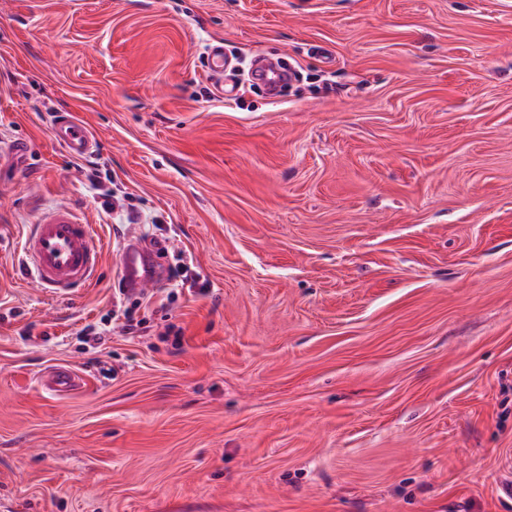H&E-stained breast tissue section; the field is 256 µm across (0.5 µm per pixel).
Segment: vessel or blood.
I'll use <instances>...</instances> for the list:
<instances>
[{
	"mask_svg": "<svg viewBox=\"0 0 512 512\" xmlns=\"http://www.w3.org/2000/svg\"><path fill=\"white\" fill-rule=\"evenodd\" d=\"M50 128L53 139L71 156L95 153V137L72 113H55ZM21 252L26 278L59 297L93 282L103 246L92 225L82 223L72 209L60 207L46 212L37 224L31 225ZM120 263L121 281L128 290L139 292L154 282L155 272L137 237L131 235L124 241ZM77 383L76 374L65 367L56 368L42 379L45 388L59 394L74 389Z\"/></svg>",
	"mask_w": 512,
	"mask_h": 512,
	"instance_id": "1",
	"label": "vessel or blood"
}]
</instances>
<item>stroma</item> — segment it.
Masks as SVG:
<instances>
[{"instance_id":"stroma-1","label":"stroma","mask_w":512,"mask_h":512,"mask_svg":"<svg viewBox=\"0 0 512 512\" xmlns=\"http://www.w3.org/2000/svg\"><path fill=\"white\" fill-rule=\"evenodd\" d=\"M2 143L0 512H512V0H0ZM67 206L62 299L20 242ZM208 64L210 72L220 78V90L225 100H231L235 97L236 91L233 86L224 88V72L227 71L228 62L224 56V45L222 43L213 44L208 50ZM51 134L68 154L84 157L95 153L97 141L88 127L70 112H57L52 116ZM21 252L25 278L59 297L94 281L103 245L91 224L82 223L72 209L60 207L31 225ZM121 281L125 288L139 292L155 281V272L147 262L139 239L127 237L120 252ZM78 378L69 368L59 367L47 374L42 379L45 388L58 394L68 392L77 385Z\"/></svg>"}]
</instances>
